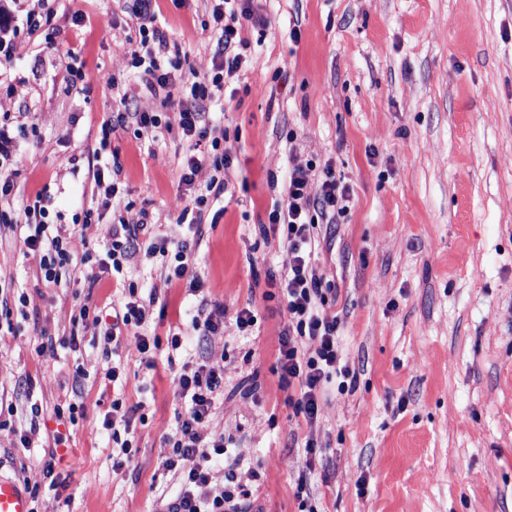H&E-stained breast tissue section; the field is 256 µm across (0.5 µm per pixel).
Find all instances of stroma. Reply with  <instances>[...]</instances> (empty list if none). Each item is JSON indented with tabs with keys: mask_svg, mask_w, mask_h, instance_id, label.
Instances as JSON below:
<instances>
[{
	"mask_svg": "<svg viewBox=\"0 0 512 512\" xmlns=\"http://www.w3.org/2000/svg\"><path fill=\"white\" fill-rule=\"evenodd\" d=\"M17 27L0 62V150L11 164L13 217L42 199L64 225L74 261L57 282L41 276L18 232L0 223V475L31 493L33 512H158L179 481L165 467L187 403L176 386L185 362L223 361L224 391L204 430L223 437L209 486L227 474L253 492V512H512V0H263L264 30L246 29L248 61L206 121L233 151L223 202L202 214L191 269L200 292L170 282L172 253L137 251L124 285L105 258L111 225L146 222L140 241L179 240L192 196L180 182L188 155L203 154L174 125L172 109L143 88L132 53L141 36L131 0H59L35 34L39 0H0ZM213 0H157L158 27L178 46L181 73H206L216 50ZM114 76L108 86L105 76ZM127 113L102 138L104 121ZM137 112L163 120L137 132ZM121 167L106 199L93 178L96 149ZM331 164L350 207L317 225L313 266L336 296L342 365L350 384L329 383L314 427L293 414L278 370L288 321L278 284L290 256L262 232L293 167ZM93 210L91 225L84 213ZM154 296L145 331L161 342L146 368L133 331L105 343L73 329L81 308L118 304L127 284ZM222 307L215 334L169 333ZM256 319L241 330L236 317ZM77 332L76 346L66 345ZM54 354H44L46 340ZM120 365L107 385L105 373ZM140 404L137 452L112 467L102 421L115 398ZM86 407L63 430L57 490L35 491L53 448L31 404ZM317 442L306 456L307 438ZM305 498H298V489Z\"/></svg>",
	"mask_w": 512,
	"mask_h": 512,
	"instance_id": "1",
	"label": "stroma"
}]
</instances>
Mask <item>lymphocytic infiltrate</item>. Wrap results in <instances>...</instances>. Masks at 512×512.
Returning <instances> with one entry per match:
<instances>
[{
    "mask_svg": "<svg viewBox=\"0 0 512 512\" xmlns=\"http://www.w3.org/2000/svg\"><path fill=\"white\" fill-rule=\"evenodd\" d=\"M212 16L219 34L212 67L191 83V101L182 105L176 116L177 125L186 138L210 145L204 156L187 158L180 176L181 183L192 188L194 198L190 213L180 214L178 220L193 230L199 229L204 208L223 199L227 190L224 170L233 162L232 151L225 145L226 134L215 132L204 121L199 104L222 91L226 79L233 77L245 63L249 43L242 35L244 26L264 23L255 0H219ZM133 65L140 70L144 88L151 96L159 98L161 106H168L177 83L174 72L151 49L145 55H134ZM205 164L210 165L212 174L203 186H195L194 177ZM308 184V169L292 168L283 187L282 201L269 212L268 222L278 226L290 254L288 267L280 279L288 310V325L280 336V380L283 387L296 390L295 395L288 398L294 415L311 425L318 419L325 384L349 375L338 356L340 320L331 313L329 291L311 264L315 249L313 229L319 221L330 222L346 212L350 188L337 180L329 164L322 169L317 192H310ZM25 216L19 229L23 244L28 252L38 257L45 280L54 281L59 268L73 259L69 237L62 231L49 232L46 210L41 205L28 208ZM146 318L145 306L133 296L113 309L111 322H104L99 311L92 313L84 308L79 314L81 323L98 328L108 344L118 341L122 328L137 329V349L148 357L152 354L151 340L141 332ZM223 385L224 364L220 361L183 367L177 377V386L188 401V409L177 420L173 454L166 464L177 470L180 489L165 503L162 512H250L252 491L246 486L231 481L216 494L209 488L210 463L223 457L225 449L223 438L205 441L203 428ZM138 411V406L116 398L102 421L103 428L110 430L113 443L118 444L127 457L134 454L131 435Z\"/></svg>",
    "mask_w": 512,
    "mask_h": 512,
    "instance_id": "lymphocytic-infiltrate-1",
    "label": "lymphocytic infiltrate"
}]
</instances>
